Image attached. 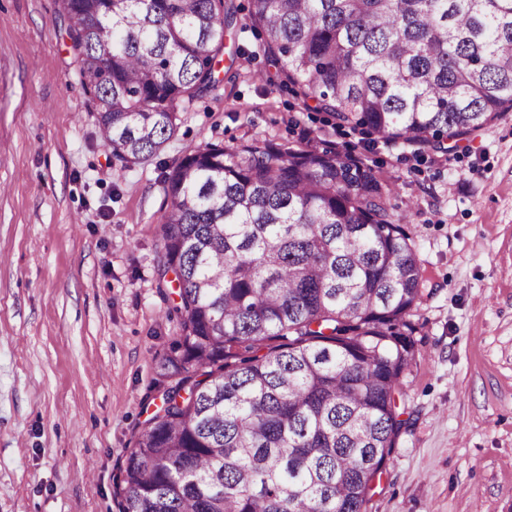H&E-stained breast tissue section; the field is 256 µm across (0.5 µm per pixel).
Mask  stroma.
<instances>
[{"instance_id":"obj_1","label":"stroma","mask_w":512,"mask_h":512,"mask_svg":"<svg viewBox=\"0 0 512 512\" xmlns=\"http://www.w3.org/2000/svg\"><path fill=\"white\" fill-rule=\"evenodd\" d=\"M237 9L235 62L152 159L113 160L56 0H0V512H118L182 334L158 272L164 176L207 144L352 154L395 191L424 272L407 424L363 512H512V110L449 153L305 108Z\"/></svg>"}]
</instances>
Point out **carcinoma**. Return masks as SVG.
I'll use <instances>...</instances> for the list:
<instances>
[{
    "label": "carcinoma",
    "mask_w": 512,
    "mask_h": 512,
    "mask_svg": "<svg viewBox=\"0 0 512 512\" xmlns=\"http://www.w3.org/2000/svg\"><path fill=\"white\" fill-rule=\"evenodd\" d=\"M277 73L338 126L446 151L512 110V0H249ZM113 159L156 156L215 82L225 0H58ZM178 379L128 454L122 512H362L406 421L423 271L359 158L208 144L166 178Z\"/></svg>",
    "instance_id": "1"
}]
</instances>
